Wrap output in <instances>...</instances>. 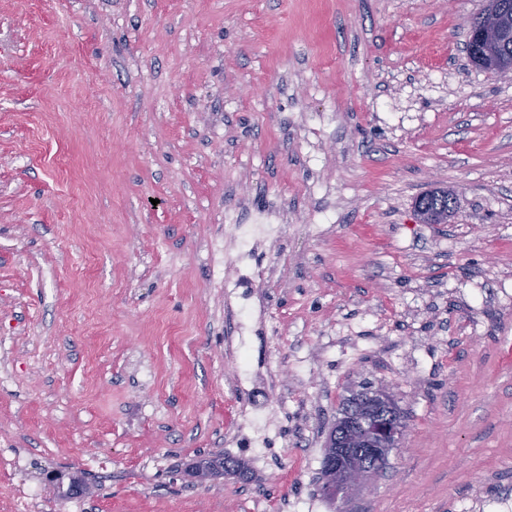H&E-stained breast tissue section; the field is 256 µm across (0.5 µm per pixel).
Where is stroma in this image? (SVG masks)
Masks as SVG:
<instances>
[{
  "label": "stroma",
  "mask_w": 512,
  "mask_h": 512,
  "mask_svg": "<svg viewBox=\"0 0 512 512\" xmlns=\"http://www.w3.org/2000/svg\"><path fill=\"white\" fill-rule=\"evenodd\" d=\"M483 5L0 0V512L512 497V79L462 50ZM437 187L456 215L422 223ZM268 210L284 242L233 345L234 227ZM365 382L406 428L338 505L324 443ZM212 453L248 477L195 482ZM270 421L263 404H254L251 411L241 424L240 432L251 434V443L254 448H262L265 444L266 434L269 432Z\"/></svg>",
  "instance_id": "1"
}]
</instances>
